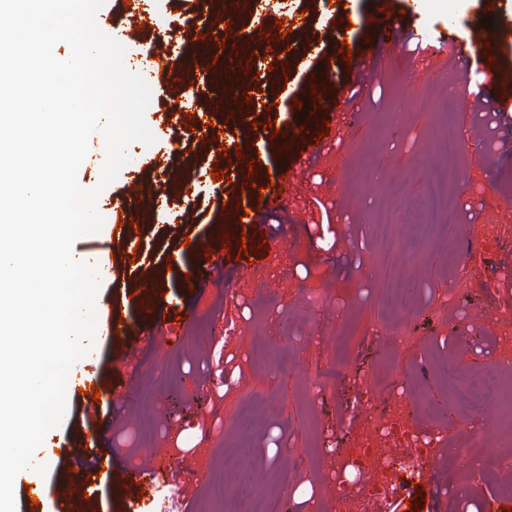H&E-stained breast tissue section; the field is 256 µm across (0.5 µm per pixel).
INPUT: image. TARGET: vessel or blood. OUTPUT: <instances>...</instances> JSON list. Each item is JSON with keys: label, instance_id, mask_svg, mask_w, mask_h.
Masks as SVG:
<instances>
[{"label": "vessel or blood", "instance_id": "obj_1", "mask_svg": "<svg viewBox=\"0 0 512 512\" xmlns=\"http://www.w3.org/2000/svg\"><path fill=\"white\" fill-rule=\"evenodd\" d=\"M379 14L387 21V33L391 40H399L401 31L408 25L407 20L401 19L399 13V0H377ZM97 23L102 31H109L112 27H119L123 40L130 44H140L149 37V14L140 8H122L116 13L99 15ZM248 44L244 40H237L233 47L227 48L226 60L219 61L208 42L203 40L201 34H194L187 41L178 62H171L166 52L158 50L154 53V62L148 71L151 81H173L180 79L183 85L197 82L199 77H210L214 89L232 88L241 71L240 60L246 59ZM242 105L232 95H225L223 105L209 104L207 107H191V109H177L174 112L163 114V121L171 125H190L194 127L199 136L207 139L212 152L218 153L224 149V140L218 133V127L229 121L242 122L244 116ZM167 166L171 178L169 189L171 194L186 199L191 195V175L193 163L190 156L179 155L162 158L154 154L146 158L139 168V176L129 192L113 202V213L118 220L126 225L125 234L119 247L121 253H131L137 236L134 224H145V211L155 209L158 199L152 191V176L157 167ZM209 242L205 239L192 238L190 245L172 248L171 261L173 269L186 271L187 277L180 282L182 293L199 288L201 278L194 264L189 263V256L200 257L205 253ZM103 339L112 342L117 339L134 337L135 331L127 323L121 322L118 316L105 315ZM111 378L105 376H92L79 381L82 391L80 402L83 408L94 410L96 404L94 393L105 392L111 385ZM100 434L96 428L77 427L72 432V439L67 447L44 449V456L50 460V467L57 475L67 476V492L64 505L67 512H77L84 500L83 491L89 476L111 470V453L97 452L96 446ZM54 486L46 485L43 477L35 471H27L26 480L21 486V498L24 512H42L40 503L48 494L54 493Z\"/></svg>", "mask_w": 512, "mask_h": 512}]
</instances>
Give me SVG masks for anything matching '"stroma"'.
<instances>
[{"label": "stroma", "instance_id": "35a3bbf8", "mask_svg": "<svg viewBox=\"0 0 512 512\" xmlns=\"http://www.w3.org/2000/svg\"><path fill=\"white\" fill-rule=\"evenodd\" d=\"M276 13L301 24L302 34L279 37L277 26L258 37L249 76H238V98L252 97L248 120L225 125L224 146L254 143L252 175L231 168L216 183L204 157L194 162L191 190L198 194L202 222L181 224L180 198L168 193V171L153 174L165 211L156 212L138 242L137 261H162L169 247L191 236H208L217 204H241L243 182L287 177L286 203L262 202V225H245V238L215 242L210 262L201 264L203 286L184 303L197 316L176 320L158 306L142 309L123 272L103 280L99 293L121 309L141 333L133 358L126 343H95L72 368L71 377L108 375L116 385L107 401L110 419L98 420L104 447L116 458L111 476L89 484L93 494L112 493V512H215L212 484L234 498L249 497L263 485L267 512H410L408 499L425 486L422 512H501L512 507L503 493L497 462L512 442V423L482 424L464 416L451 397L443 365L460 377L490 368L512 355V208L498 205L512 196V0H499L493 27L481 25L482 0H402L416 12L420 33L451 32L444 57L428 46L384 40L375 0H270ZM195 0H154L150 28L169 55L181 38L167 32L174 13L191 15ZM459 15L449 26L446 13ZM349 44L352 60L338 51ZM493 55H485L486 45ZM288 68V96L282 110L265 108L275 91L269 67ZM322 93L315 114L299 115L296 103L310 86ZM408 102L398 123L388 121L393 95ZM449 99L450 119L468 143L455 161L429 156L430 136L439 121L421 94ZM497 100L502 113L496 132H484L473 103L479 94ZM354 99L352 111L333 102ZM173 102L152 86L145 112L156 138L154 152L168 154L173 138L189 142L193 128L157 123ZM274 120L280 131L303 121L325 139H295L280 150L251 117ZM452 170L456 223L431 240L414 238L407 225H393L380 241L372 218L392 201L386 176L402 184V200L423 199L433 178ZM138 169L124 166L100 188L101 238L121 237L112 199L128 192ZM424 256L412 305L386 313L389 286L406 281V240ZM250 245L253 279L238 275L233 257ZM164 327L168 344L154 342ZM169 383L158 397L152 440L138 436L137 380L144 368ZM256 416L259 428L249 443L252 478L243 480L226 460L238 448L235 423ZM392 449L388 481L378 485L359 449L365 442ZM167 452L169 480L150 489L129 482L131 465L154 464V449ZM202 471L203 479L193 478ZM312 495L295 496L303 484Z\"/></svg>", "mask_w": 512, "mask_h": 512}]
</instances>
